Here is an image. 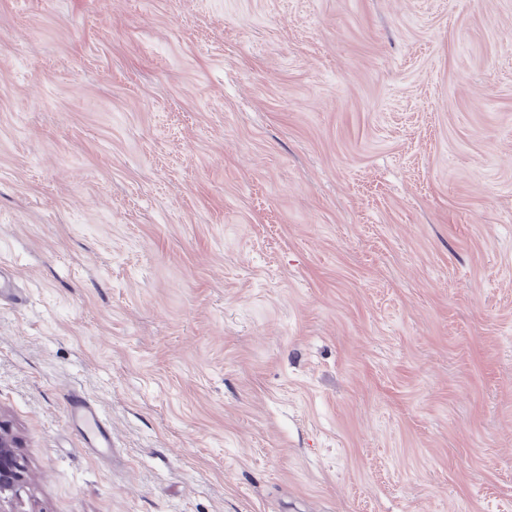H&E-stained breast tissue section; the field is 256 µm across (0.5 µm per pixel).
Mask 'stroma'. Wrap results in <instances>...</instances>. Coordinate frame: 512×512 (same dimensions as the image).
<instances>
[{
    "label": "stroma",
    "mask_w": 512,
    "mask_h": 512,
    "mask_svg": "<svg viewBox=\"0 0 512 512\" xmlns=\"http://www.w3.org/2000/svg\"><path fill=\"white\" fill-rule=\"evenodd\" d=\"M0 265L25 512H512V0H0ZM67 411L72 421L87 428L100 448H112L108 421L84 396L75 391L67 394Z\"/></svg>",
    "instance_id": "stroma-1"
}]
</instances>
